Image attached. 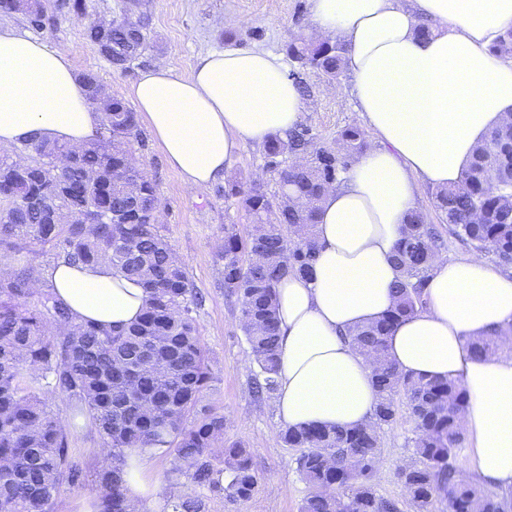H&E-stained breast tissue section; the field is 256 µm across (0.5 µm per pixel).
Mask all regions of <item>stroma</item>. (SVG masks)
<instances>
[{"mask_svg": "<svg viewBox=\"0 0 512 512\" xmlns=\"http://www.w3.org/2000/svg\"><path fill=\"white\" fill-rule=\"evenodd\" d=\"M89 4L86 19L56 17L38 38L66 52L75 72H96L112 96L120 99L148 67L163 63L186 76L198 55L228 47L265 50L283 57L286 71L298 70L296 63L285 59L284 48L313 25L308 0H89ZM125 15L145 19L150 44L128 69L118 70L85 38L84 27L89 20L109 21ZM301 73L311 93L304 99L300 123L311 128L318 142L331 144L342 127L362 125L363 116L351 94L350 73L334 80L310 70ZM141 133L145 145L136 149L135 157L157 185L162 232L204 297L196 322L211 380L202 393L201 405L223 415L225 440H240L250 448L260 484L249 501L232 502L223 493L200 488L188 477L174 473L172 454L161 452L150 461L152 476L164 484L168 499L200 497L205 512H299L309 488L297 471V452L279 438L275 398L259 400L251 392L252 355L240 327L239 305L224 290L220 258L224 227L234 224L246 232L249 221L244 210L218 196L216 184L186 192L149 128H142ZM263 153V145L245 144L234 165L226 170L224 183L246 184L259 178L267 188H274L272 175L264 171ZM413 430L411 420L402 416L383 432L384 468L374 482L380 494L404 499L396 469L410 460L407 442ZM71 449L84 482L77 487L62 485L51 512H82L96 495L94 476L104 459L97 432L79 426L71 436Z\"/></svg>", "mask_w": 512, "mask_h": 512, "instance_id": "stroma-1", "label": "stroma"}]
</instances>
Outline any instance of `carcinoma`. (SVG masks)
Listing matches in <instances>:
<instances>
[{
    "label": "carcinoma",
    "instance_id": "carcinoma-1",
    "mask_svg": "<svg viewBox=\"0 0 512 512\" xmlns=\"http://www.w3.org/2000/svg\"><path fill=\"white\" fill-rule=\"evenodd\" d=\"M25 15L28 27L50 21L45 4ZM60 11L83 17L87 0H57ZM148 24L127 17L88 27L86 38L114 67L127 68L146 49ZM288 58L328 79L345 68L346 44L303 37L286 45ZM79 79L88 104L101 113V135L80 148L37 136L13 155L0 156V258L32 248L49 249L74 265L107 264L137 278L149 293L139 321L120 330L73 322L50 294L35 298L34 268L17 262L0 268V512H49L65 483H81L72 459L70 431L49 400L70 402V425L86 420L114 460L151 448L174 452V470L199 487L224 492L233 502L252 498L258 477L241 441H224V416L188 417L210 379L196 317L201 300L185 265L178 262L157 222L155 182L134 162V145L145 146L137 113L125 102H99L104 84L87 71ZM512 124L490 132L464 170L461 187L438 188L435 207L448 238L512 265V176L501 168ZM369 149L356 125L341 129L334 144L320 145L308 127L268 136L265 164L277 191L261 183H232L224 199L251 218L241 233L224 225V288L237 297L239 322L253 356V390L275 391L280 366L276 285L289 272L306 273L317 253L318 202L348 167ZM444 246L419 211L409 215L393 262L399 279L394 307L376 321L349 331L359 351L378 359L371 382L376 403L371 422L351 429L318 424L280 433L284 446L300 450L297 470L309 487L300 512H512L511 489H487L456 480V458L465 448L459 418L467 394L455 381L406 374L388 359L392 328L424 304L433 255ZM473 356H492L497 341L467 343ZM406 413L414 425L415 461L397 469L406 503L380 495L373 463L384 428ZM223 448L215 469L212 449ZM94 512H145L128 497L118 465L97 475ZM172 512H204L197 496L168 502Z\"/></svg>",
    "mask_w": 512,
    "mask_h": 512
}]
</instances>
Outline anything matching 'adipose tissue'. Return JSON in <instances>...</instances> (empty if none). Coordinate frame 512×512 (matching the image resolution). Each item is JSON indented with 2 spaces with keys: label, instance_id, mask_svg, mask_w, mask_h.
Returning a JSON list of instances; mask_svg holds the SVG:
<instances>
[{
  "label": "adipose tissue",
  "instance_id": "obj_1",
  "mask_svg": "<svg viewBox=\"0 0 512 512\" xmlns=\"http://www.w3.org/2000/svg\"><path fill=\"white\" fill-rule=\"evenodd\" d=\"M310 11L311 37L346 43L352 93L378 146L321 198L312 274L276 286L277 415L285 428L348 429L370 421L375 392L373 361L347 332L394 306L392 257L421 186L460 185L479 143L512 122V64L491 52L512 29V0H310ZM422 22L429 36L418 35ZM128 95L189 190L222 178L244 142L288 132L304 109L281 59L259 49L199 55L186 76L155 65ZM99 132L68 56L0 25V150L35 136L81 147ZM48 278L81 324L123 328L148 303L140 283L106 265L60 262ZM425 301L393 328L388 357L402 372L461 382L468 464L458 477L510 487L512 271L477 254L435 257ZM486 336L500 355L469 356L467 342ZM152 456L126 455L124 477L134 502L159 507Z\"/></svg>",
  "mask_w": 512,
  "mask_h": 512
}]
</instances>
